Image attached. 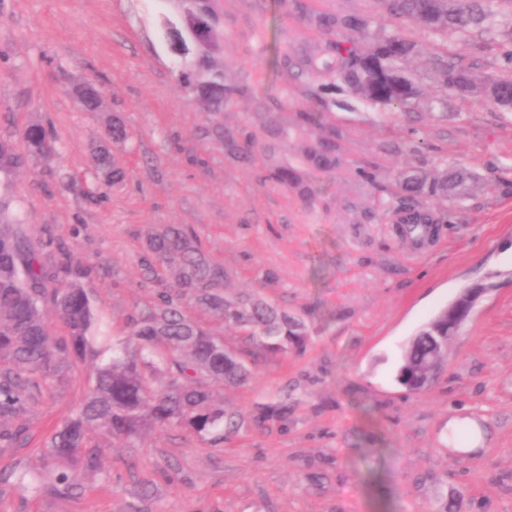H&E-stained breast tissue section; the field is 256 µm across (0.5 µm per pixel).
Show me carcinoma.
Instances as JSON below:
<instances>
[{
  "label": "carcinoma",
  "instance_id": "carcinoma-1",
  "mask_svg": "<svg viewBox=\"0 0 512 512\" xmlns=\"http://www.w3.org/2000/svg\"><path fill=\"white\" fill-rule=\"evenodd\" d=\"M394 20L410 18L430 34L465 39L474 31L490 33L497 18L512 15V0H381ZM166 27L189 39V59L181 70L182 86L197 95L224 98V70L212 59L223 50L211 0H184L176 20ZM487 46L476 44L466 54L433 53L434 87L453 93L460 81L473 83L482 94L503 108L512 106V69L491 78L478 72V54ZM322 65L341 75L352 102L407 109L420 96V87L408 63L420 51L417 42L396 32L359 50L351 40L330 42ZM82 107L97 111L101 91L91 83L75 88ZM25 151L0 137V174L10 176L30 158H50L55 141L43 126L31 124L22 133ZM317 169L335 165L325 149L313 147L306 154ZM93 165L118 182L125 172L116 167L105 146L93 154ZM469 172L444 160L434 175L409 174L400 185V206L407 209L420 200L449 201L469 190ZM147 279L158 269L173 276L174 290L161 289L156 301L131 320L127 335L112 344V357L97 365L94 386L79 412L63 421L43 446L45 457L69 464L55 474L58 491L67 494L79 486L80 476L97 469V435L120 438L133 446L149 427H182L206 436L240 426V415L227 414L215 403L217 385L240 384L251 371L241 356L196 322L189 309L200 307L224 319V324L245 330L260 346L286 351L300 345L304 326L288 312L260 296L245 292L236 299L224 297V270L214 265L181 228L167 226L148 240L144 259ZM84 269L75 265L67 247L49 237L34 243L21 226L6 220L0 204V442L18 443L25 428L11 427L26 408L31 390L70 367L91 350L97 325L95 308L79 279ZM52 308L66 327L56 336L47 326L44 309ZM448 310L428 321L404 346L396 381L413 391L424 387L448 357ZM23 490H37L43 477L12 473Z\"/></svg>",
  "mask_w": 512,
  "mask_h": 512
}]
</instances>
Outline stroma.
Listing matches in <instances>:
<instances>
[{"mask_svg":"<svg viewBox=\"0 0 512 512\" xmlns=\"http://www.w3.org/2000/svg\"><path fill=\"white\" fill-rule=\"evenodd\" d=\"M224 32V106L202 112L178 81L163 36L165 0H0V135L49 129L57 154L0 175V202L31 240L52 237L80 259V283L101 329L121 339L167 275L143 277L150 231L184 226L226 275L224 294L251 291L285 309L303 344L271 352L208 312L197 317L228 349L252 351L255 377L218 391L238 429L219 442L151 428L135 446L94 440L96 472L63 495L0 481V512H512V111L435 89L427 54L408 112L358 106L335 73L307 66L349 30L323 17L363 18L360 48L401 28L437 51L466 44L394 24L378 0H217ZM100 85L104 109L69 90ZM317 113L315 128L303 121ZM126 170L113 183L91 154L112 117ZM335 166L305 158L318 137ZM472 169L462 204H432L437 235L414 249L392 205L404 175L441 158ZM293 172L275 179L277 169ZM485 293L448 346L431 385L410 391L396 371L406 340L465 287ZM87 356L29 402L24 441L0 447V470L40 471L54 428L78 412L95 379ZM481 418L485 445L462 458L448 421Z\"/></svg>","mask_w":512,"mask_h":512,"instance_id":"obj_1","label":"stroma"}]
</instances>
